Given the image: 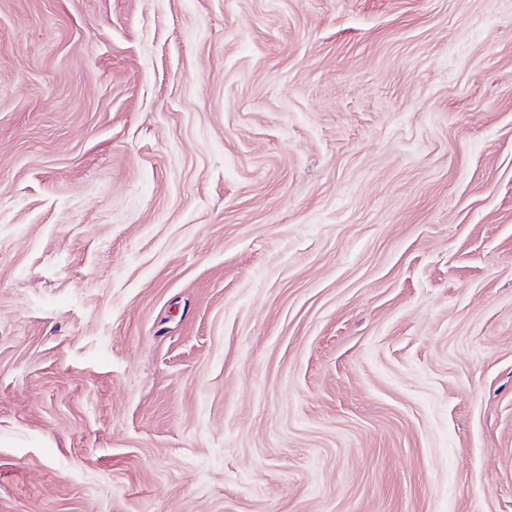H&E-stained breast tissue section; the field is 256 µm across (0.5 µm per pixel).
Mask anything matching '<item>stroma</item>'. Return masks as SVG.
<instances>
[{"label": "stroma", "instance_id": "obj_1", "mask_svg": "<svg viewBox=\"0 0 512 512\" xmlns=\"http://www.w3.org/2000/svg\"><path fill=\"white\" fill-rule=\"evenodd\" d=\"M0 512H512V0H0Z\"/></svg>", "mask_w": 512, "mask_h": 512}]
</instances>
